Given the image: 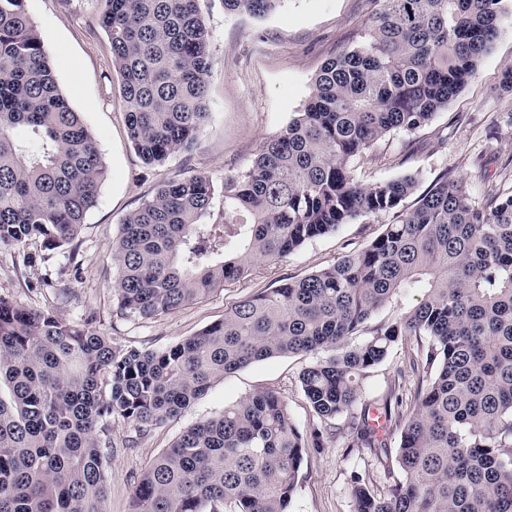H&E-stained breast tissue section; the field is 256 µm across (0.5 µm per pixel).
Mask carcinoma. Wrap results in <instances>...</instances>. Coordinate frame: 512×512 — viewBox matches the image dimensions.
Here are the masks:
<instances>
[{"instance_id":"carcinoma-1","label":"carcinoma","mask_w":512,"mask_h":512,"mask_svg":"<svg viewBox=\"0 0 512 512\" xmlns=\"http://www.w3.org/2000/svg\"><path fill=\"white\" fill-rule=\"evenodd\" d=\"M262 17L282 0H222ZM356 44L326 62L302 112L252 164L174 179L130 213L114 247L120 309L152 319L274 265L361 217L395 221L300 279L243 297L224 320L164 350L124 348L54 309L0 295V512H105L112 420L146 431L179 417L224 375L290 354L318 418L347 421L350 448L387 451L386 493L351 476L353 512H512V157L483 199L444 169L412 210L405 175L360 183L355 164L393 132L414 133L476 76L502 0H375ZM101 26L123 82L129 138L147 164L190 150L214 66L197 0H107ZM106 173L93 134L55 79L24 0H0V245H69ZM412 290L421 300L372 327ZM422 363L409 395L364 401L359 380L399 340ZM405 408L406 415L398 409ZM279 392L258 391L187 427L141 474L132 512H290L308 450Z\"/></svg>"}]
</instances>
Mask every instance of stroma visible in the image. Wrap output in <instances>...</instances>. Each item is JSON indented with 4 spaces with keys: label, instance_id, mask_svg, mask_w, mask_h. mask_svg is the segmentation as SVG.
<instances>
[{
    "label": "stroma",
    "instance_id": "35a3bbf8",
    "mask_svg": "<svg viewBox=\"0 0 512 512\" xmlns=\"http://www.w3.org/2000/svg\"><path fill=\"white\" fill-rule=\"evenodd\" d=\"M105 0H25V9L53 65L58 86L73 111L94 135L106 175L94 207L74 241L77 265L63 255L23 267L18 246H0V295L34 309L55 308L94 327L120 345L161 350L222 320L242 296L271 287L275 280L301 278L363 247L393 215L363 217L336 232L305 243L275 265L257 264L247 282L216 291L207 299L151 320L127 317L117 306V269L112 241L125 218L174 178L206 174L215 188L248 166L266 139L287 126L308 101L322 65L353 47L375 8L373 0H283L263 17L225 12L222 0H198L216 64L207 78L206 124L191 151L164 162L145 163L127 134L122 81L112 64L110 41L99 23ZM512 65V25L484 56L474 80L447 109L416 133H394L357 166L363 184L416 175L424 192L443 169L481 198L486 177L512 157V92L501 87ZM416 341H399L388 357L361 381L363 399L384 397L399 373L408 371ZM309 356L292 354L251 364L215 382L178 419L138 435L121 420L112 422V457L106 512H131V495L147 465L188 425L219 414L258 390L285 395L301 433L327 435L321 450L305 455L291 512H352L350 477L361 474L375 490L386 491L402 474L396 462L398 435L388 452L348 447L335 422L321 421L310 409L299 382Z\"/></svg>",
    "mask_w": 512,
    "mask_h": 512
}]
</instances>
